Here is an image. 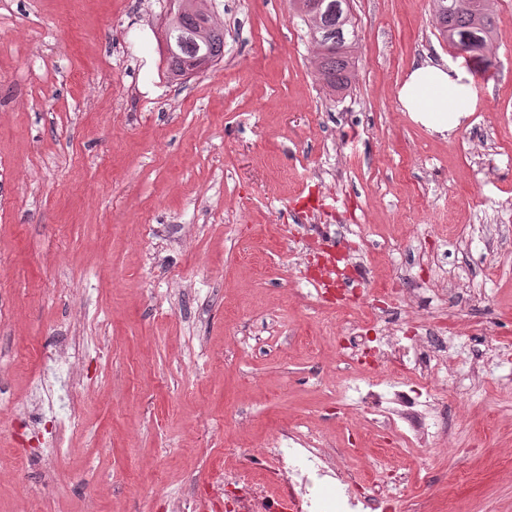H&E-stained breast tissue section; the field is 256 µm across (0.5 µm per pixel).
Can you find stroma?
Returning a JSON list of instances; mask_svg holds the SVG:
<instances>
[{"label": "stroma", "mask_w": 512, "mask_h": 512, "mask_svg": "<svg viewBox=\"0 0 512 512\" xmlns=\"http://www.w3.org/2000/svg\"><path fill=\"white\" fill-rule=\"evenodd\" d=\"M224 57L171 83L165 0H0V512H209L215 471L273 436L331 443L394 512H512V0L495 79L437 133L397 89L456 61L429 0H350L347 90L320 79L288 0H209ZM350 227L366 291L442 314L453 431L395 455L347 365L361 302L310 284L297 227Z\"/></svg>", "instance_id": "stroma-1"}]
</instances>
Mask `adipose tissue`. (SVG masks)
<instances>
[{
	"mask_svg": "<svg viewBox=\"0 0 512 512\" xmlns=\"http://www.w3.org/2000/svg\"><path fill=\"white\" fill-rule=\"evenodd\" d=\"M464 72L453 62L413 65L397 90L403 109L437 132L458 127L472 110Z\"/></svg>",
	"mask_w": 512,
	"mask_h": 512,
	"instance_id": "ef3b65f1",
	"label": "adipose tissue"
}]
</instances>
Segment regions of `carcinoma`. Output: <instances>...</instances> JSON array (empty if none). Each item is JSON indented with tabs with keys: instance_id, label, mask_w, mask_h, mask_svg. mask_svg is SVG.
<instances>
[{
	"instance_id": "obj_1",
	"label": "carcinoma",
	"mask_w": 512,
	"mask_h": 512,
	"mask_svg": "<svg viewBox=\"0 0 512 512\" xmlns=\"http://www.w3.org/2000/svg\"><path fill=\"white\" fill-rule=\"evenodd\" d=\"M306 0H291L292 8L309 29L319 49L318 69L331 91L348 88L353 68L352 49L357 41L355 25L347 0H323L320 14L303 11ZM432 11L443 40L457 48L470 47L467 61L475 71L485 73L494 67L487 54L493 41L495 22L489 0H431ZM168 52V74L174 80L191 68L199 71L224 56V29L214 23L204 0H170L164 27Z\"/></svg>"
}]
</instances>
